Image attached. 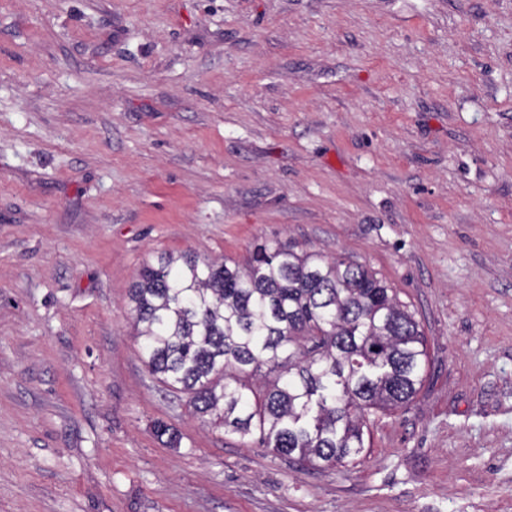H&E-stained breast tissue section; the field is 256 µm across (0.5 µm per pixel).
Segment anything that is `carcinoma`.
I'll use <instances>...</instances> for the list:
<instances>
[{
	"label": "carcinoma",
	"instance_id": "1",
	"mask_svg": "<svg viewBox=\"0 0 512 512\" xmlns=\"http://www.w3.org/2000/svg\"><path fill=\"white\" fill-rule=\"evenodd\" d=\"M144 362L199 418L303 466L362 453L374 412L411 403L429 353L366 265L278 240L238 263L160 254L129 291Z\"/></svg>",
	"mask_w": 512,
	"mask_h": 512
}]
</instances>
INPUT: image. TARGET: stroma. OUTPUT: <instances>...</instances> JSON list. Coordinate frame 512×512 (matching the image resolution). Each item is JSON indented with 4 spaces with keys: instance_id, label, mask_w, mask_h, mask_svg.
Returning <instances> with one entry per match:
<instances>
[{
    "instance_id": "1",
    "label": "stroma",
    "mask_w": 512,
    "mask_h": 512,
    "mask_svg": "<svg viewBox=\"0 0 512 512\" xmlns=\"http://www.w3.org/2000/svg\"><path fill=\"white\" fill-rule=\"evenodd\" d=\"M264 240L425 336L345 466L142 361L145 262ZM0 512H512V0H0Z\"/></svg>"
}]
</instances>
